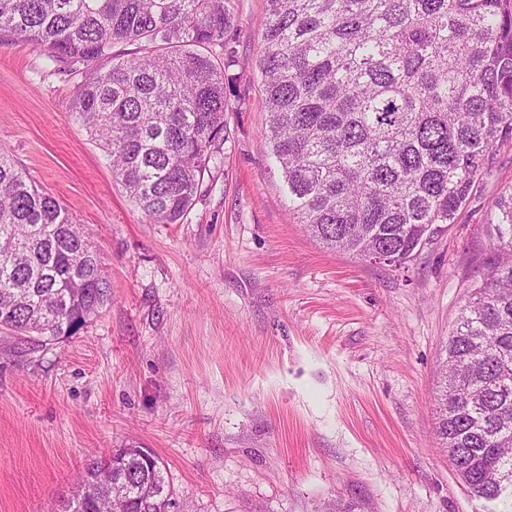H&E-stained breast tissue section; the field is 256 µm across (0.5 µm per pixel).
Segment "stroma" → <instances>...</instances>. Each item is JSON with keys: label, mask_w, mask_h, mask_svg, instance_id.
I'll return each instance as SVG.
<instances>
[{"label": "stroma", "mask_w": 512, "mask_h": 512, "mask_svg": "<svg viewBox=\"0 0 512 512\" xmlns=\"http://www.w3.org/2000/svg\"><path fill=\"white\" fill-rule=\"evenodd\" d=\"M229 138L179 223L150 224L71 113L75 81L0 42V147L82 225L112 302L39 347L0 330V512H60L93 455L160 459L171 512H512L470 497L436 434L448 333L512 189V145L402 266L298 224L264 130L266 0H234Z\"/></svg>", "instance_id": "35a3bbf8"}]
</instances>
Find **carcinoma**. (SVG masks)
Segmentation results:
<instances>
[{
    "mask_svg": "<svg viewBox=\"0 0 512 512\" xmlns=\"http://www.w3.org/2000/svg\"><path fill=\"white\" fill-rule=\"evenodd\" d=\"M233 0H0V39L81 77L72 110L149 224H176L228 139ZM267 134L299 223L326 248L413 260L512 144V0H266ZM445 346L436 433L476 499H512V192ZM102 257L0 148V327L40 346L112 303ZM63 512H168L140 448L89 460Z\"/></svg>",
    "mask_w": 512,
    "mask_h": 512,
    "instance_id": "cac0c4a2",
    "label": "carcinoma"
}]
</instances>
